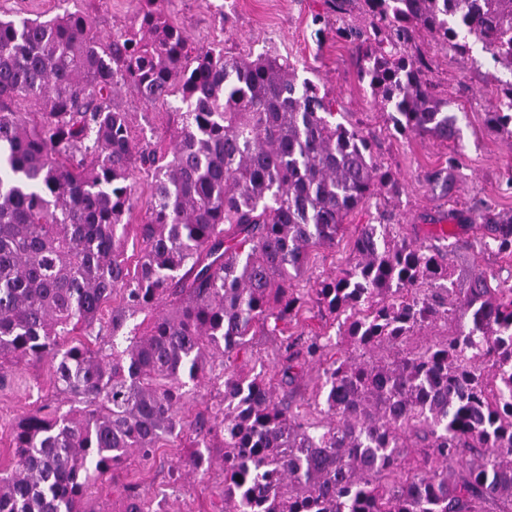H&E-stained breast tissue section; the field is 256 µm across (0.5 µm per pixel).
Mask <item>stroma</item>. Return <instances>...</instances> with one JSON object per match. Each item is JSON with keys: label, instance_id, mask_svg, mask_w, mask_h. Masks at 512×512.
I'll use <instances>...</instances> for the list:
<instances>
[{"label": "stroma", "instance_id": "1", "mask_svg": "<svg viewBox=\"0 0 512 512\" xmlns=\"http://www.w3.org/2000/svg\"><path fill=\"white\" fill-rule=\"evenodd\" d=\"M162 7L170 21L191 40L206 48L223 50L225 58H256L277 55L297 66L300 78L315 82L320 91L336 100V120L360 128L371 143L378 165L388 171L398 186L380 201H366L346 219L332 248L312 250L294 287L307 289L346 269L352 260L350 240L360 225L375 223L382 209L393 212L400 237L429 244L447 233L453 245L449 260L455 269L453 286L465 294L481 274H495L512 282V258L489 247L491 234L481 219L485 210L512 214V136L489 122L504 97L499 81L512 74L491 60L474 65L471 59L447 52L429 33H421L416 51L429 57L428 77L437 95L452 108L462 111L460 136L440 141L415 135L401 136L360 75L350 45L337 41V28L367 25L370 21L357 6L342 13L330 11L327 0H164ZM87 16L103 37L121 33L135 20L133 0H0V16L20 15L48 20L64 11ZM329 17L330 26L318 32L313 18ZM117 105L131 115L132 131L141 141H158L168 125V113L179 103L178 96L167 102L143 105L122 92ZM456 156L455 187L449 196L433 190L430 171ZM282 339L255 331L247 355L233 364L243 376H273L279 368ZM48 361L24 363L0 383V469L14 463L11 427L17 418L42 402L56 401ZM193 434L184 433L159 449L149 460L131 456L115 474L117 491L90 488L86 512H122L121 488L131 487L144 498L152 512H220L224 505L223 450L212 441L208 450L212 467L205 472L175 479L173 465L196 453Z\"/></svg>", "mask_w": 512, "mask_h": 512}]
</instances>
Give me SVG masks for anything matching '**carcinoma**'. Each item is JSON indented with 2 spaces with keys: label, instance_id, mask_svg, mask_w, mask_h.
<instances>
[{
  "label": "carcinoma",
  "instance_id": "1",
  "mask_svg": "<svg viewBox=\"0 0 512 512\" xmlns=\"http://www.w3.org/2000/svg\"><path fill=\"white\" fill-rule=\"evenodd\" d=\"M160 2L136 0L134 25L110 38L77 13L0 19V375L46 359L55 392L79 405L46 404L14 423L0 512H85L92 485L186 427L199 448L222 442L224 512H512V284L484 274L460 300L447 245L363 224L353 264L292 288L308 252L334 245L391 178L293 64L196 46ZM363 4L372 32L336 35L367 63L399 134L460 131L430 64L407 55L418 32L458 54L478 47L512 74V0ZM505 85L489 121L512 136ZM176 87L169 147L135 142L115 95L148 106ZM454 168L430 174L445 195ZM141 173L150 199L131 224ZM485 220L512 257V216ZM153 308L146 326L129 327ZM315 309L339 319L351 352L329 357L319 334L285 336ZM458 310L468 329L400 351ZM256 327L284 337L274 380L230 370ZM317 364L322 421L277 395ZM212 379L224 380V407L186 426L195 389ZM411 437L419 451L404 469Z\"/></svg>",
  "mask_w": 512,
  "mask_h": 512
}]
</instances>
